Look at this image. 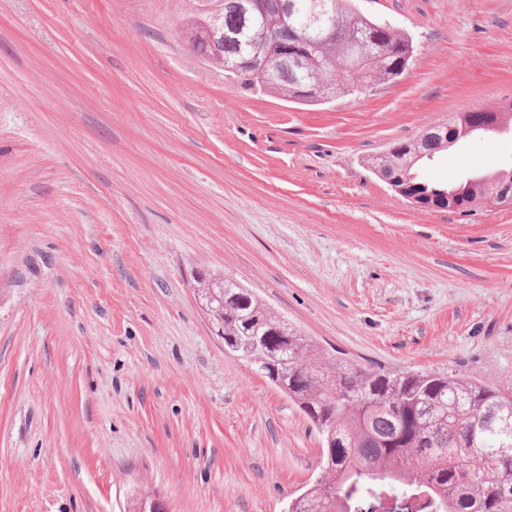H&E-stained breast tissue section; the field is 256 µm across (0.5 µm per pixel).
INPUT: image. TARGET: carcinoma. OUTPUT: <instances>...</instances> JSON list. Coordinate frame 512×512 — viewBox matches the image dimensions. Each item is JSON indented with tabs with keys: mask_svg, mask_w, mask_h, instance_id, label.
<instances>
[{
	"mask_svg": "<svg viewBox=\"0 0 512 512\" xmlns=\"http://www.w3.org/2000/svg\"><path fill=\"white\" fill-rule=\"evenodd\" d=\"M323 20L358 37L288 51V66H238L246 46L224 44L210 55L197 33L214 18L246 34L272 32L279 16L242 17L230 0H198L184 23L193 51L247 90H267L292 102L313 104L304 91L325 86L342 94L347 81L386 85L401 76L413 55L412 41L390 24L368 16L352 0H318ZM372 61L348 72L351 53ZM447 136L418 137L392 144L384 161L393 176L410 164L412 195L420 208L448 202L453 194L477 204L498 193L501 181L475 176L452 187L419 178L416 167L433 160L462 135L454 117L441 123ZM212 324L224 331V347L257 368L309 418L324 443V476L296 497L288 512H383L396 501L399 512H512V390L440 370L387 372L354 364L283 322L237 280L210 272L197 279Z\"/></svg>",
	"mask_w": 512,
	"mask_h": 512,
	"instance_id": "cac0c4a2",
	"label": "carcinoma"
}]
</instances>
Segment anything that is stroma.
Returning a JSON list of instances; mask_svg holds the SVG:
<instances>
[{"mask_svg":"<svg viewBox=\"0 0 512 512\" xmlns=\"http://www.w3.org/2000/svg\"><path fill=\"white\" fill-rule=\"evenodd\" d=\"M415 47L315 106L247 91L180 35L189 0H0V512H285L323 440L227 352L200 271L325 348L512 388V207L413 206L367 167L512 102V0H355ZM512 168V133L418 168Z\"/></svg>","mask_w":512,"mask_h":512,"instance_id":"35a3bbf8","label":"stroma"}]
</instances>
